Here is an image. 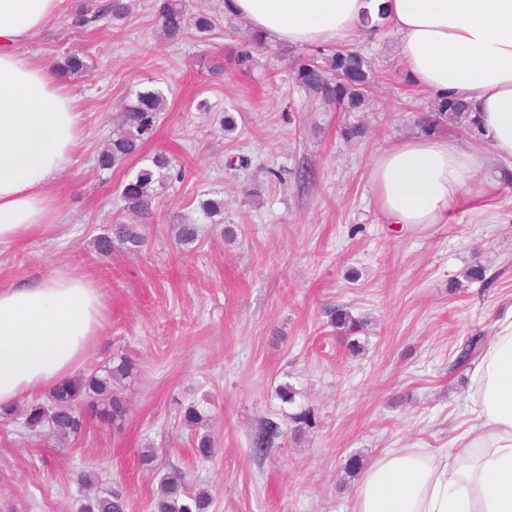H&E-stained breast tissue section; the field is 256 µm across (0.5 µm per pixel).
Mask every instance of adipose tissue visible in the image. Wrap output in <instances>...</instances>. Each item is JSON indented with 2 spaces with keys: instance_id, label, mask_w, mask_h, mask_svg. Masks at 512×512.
Segmentation results:
<instances>
[{
  "instance_id": "1",
  "label": "adipose tissue",
  "mask_w": 512,
  "mask_h": 512,
  "mask_svg": "<svg viewBox=\"0 0 512 512\" xmlns=\"http://www.w3.org/2000/svg\"><path fill=\"white\" fill-rule=\"evenodd\" d=\"M60 0H0V244L56 224L54 190L81 115L47 62L24 46ZM231 15L294 45L344 44L387 25L414 85L476 112L482 138L512 163V0H227ZM482 164L445 139L401 142L371 171L394 224H439ZM106 305L86 275L0 285V408L53 389L87 362ZM350 512H512V307L471 369L463 419L446 448H389L362 472Z\"/></svg>"
}]
</instances>
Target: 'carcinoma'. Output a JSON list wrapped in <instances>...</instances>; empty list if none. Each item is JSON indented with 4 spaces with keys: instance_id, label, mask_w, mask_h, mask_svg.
I'll use <instances>...</instances> for the list:
<instances>
[{
    "instance_id": "obj_1",
    "label": "carcinoma",
    "mask_w": 512,
    "mask_h": 512,
    "mask_svg": "<svg viewBox=\"0 0 512 512\" xmlns=\"http://www.w3.org/2000/svg\"><path fill=\"white\" fill-rule=\"evenodd\" d=\"M129 0H107L96 8L82 7L72 19V26L84 28L102 15L122 19L129 14ZM158 19L165 37L171 42L182 40L187 33V13L184 0H160ZM263 36L249 33L241 40L239 50L231 56L232 61L242 68L249 69L254 64L255 46L262 44ZM64 72L81 75L88 65L84 56L73 53L66 56L61 64ZM370 66L356 51L336 52L329 65L324 66L315 60L301 64L296 79L308 87L322 101L336 98H348L355 104L368 92L370 85ZM164 109V96L154 90L140 91L136 100L123 107L120 123L112 133V139L98 156V166L109 170L114 165L137 154L144 143L153 138L159 114ZM450 119H463L470 125L478 126L477 119L458 102L444 101L434 112L427 113L421 119L425 127H437ZM172 167V160L164 153L156 154L152 166L139 169L121 186L123 215L110 225L107 232L94 239L98 254L109 256L116 245L128 252H139L145 245L138 224L153 217L157 184L166 178ZM330 323L333 328L347 335L363 329L364 323L354 318L342 307L330 311ZM482 337L470 336L459 347L454 361L462 366L471 361L478 352ZM133 370V362L123 355L112 357V367L101 376L96 372L54 389L49 393L48 402L34 403L29 407L23 427L35 438L48 434L61 436L81 435L87 421L95 418L104 424L115 423L123 419L125 407L117 393L111 392L112 382L128 377ZM317 413L310 406L300 405L288 415L290 434L299 437L316 425ZM285 432L281 423L264 420L249 441L253 457L263 459L271 449L279 445ZM80 483L94 492L85 496L79 506V512H127V500L118 487H100V476L94 469L80 474ZM213 497L206 489L194 488L186 475L178 470L165 475L161 482L160 493L151 502L152 512H211Z\"/></svg>"
}]
</instances>
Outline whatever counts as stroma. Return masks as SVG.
<instances>
[{
    "label": "stroma",
    "mask_w": 512,
    "mask_h": 512,
    "mask_svg": "<svg viewBox=\"0 0 512 512\" xmlns=\"http://www.w3.org/2000/svg\"><path fill=\"white\" fill-rule=\"evenodd\" d=\"M89 0H61L53 22L25 47L58 64L86 53L90 70L66 86L81 114L79 146L55 187L61 222L20 244H0V284L59 270L90 276L108 320L84 372L113 353L135 364L124 380L127 413L118 426L90 421L56 443L27 436L20 419L0 423V512H78V473L96 468L123 489L127 512H150L170 468L209 487L214 512H350L357 478L351 458L370 463L385 448H444L470 392L468 368L451 369L466 336L489 335L512 306V169L491 150L443 224L398 225L380 211L371 183L378 157L413 138L481 143L479 130L451 122L425 130L421 115L441 98L412 85L389 28L350 43L370 63L373 85L359 108L321 103L297 83L306 58L336 47L274 38L251 70L229 60L243 37L223 22L224 0H190L219 15L206 36L163 40L157 0H134L131 15L85 29L71 19ZM145 89L166 98L154 137L109 170L96 158L120 105ZM232 114L234 132L221 120ZM363 134L348 136L352 126ZM167 153L186 173L158 189L140 231L139 253L104 257L92 241L118 214L120 186ZM278 178H270V171ZM224 199L206 217L201 199ZM199 225L181 246L176 225ZM482 266L484 281L469 279ZM343 306L366 326L351 355L329 323ZM288 383L319 422L303 440L284 439L263 462L250 453L259 420L287 423L276 395ZM196 406L215 440L195 454L184 423ZM155 448L145 472L141 451Z\"/></svg>",
    "instance_id": "1"
}]
</instances>
